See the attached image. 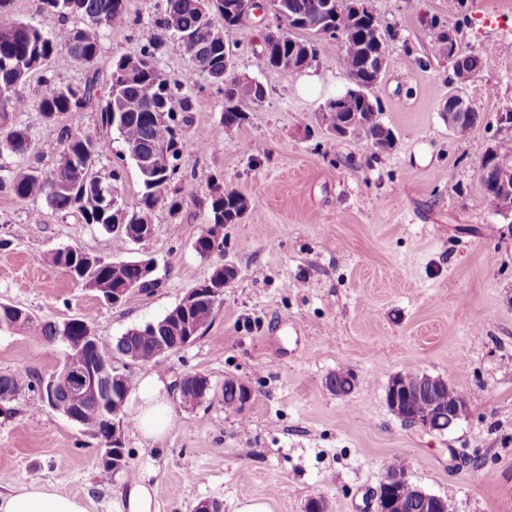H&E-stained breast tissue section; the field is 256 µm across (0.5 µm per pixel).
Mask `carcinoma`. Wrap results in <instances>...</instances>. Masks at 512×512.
I'll return each mask as SVG.
<instances>
[{"instance_id":"obj_1","label":"carcinoma","mask_w":512,"mask_h":512,"mask_svg":"<svg viewBox=\"0 0 512 512\" xmlns=\"http://www.w3.org/2000/svg\"><path fill=\"white\" fill-rule=\"evenodd\" d=\"M37 8L59 18V27L43 32L36 26L16 18L11 10L12 0H0V125L8 133L0 137V192L18 200L42 198L57 213L77 212L87 224H96L107 232L128 242L122 224L153 225V214L160 205L173 212L180 202L170 196L172 180L179 170L180 142L184 128L191 126L192 102L188 94L190 80L204 77L207 83L224 93L233 106L223 115L224 135L233 136L246 119L244 107L259 106L266 98V89L259 83L243 80L224 65V31L240 25L225 17L226 0H162L163 7L155 21L156 32L140 47L136 56L120 55L112 59L107 84H101L96 68L102 39L112 31L129 25L126 0H36ZM336 0H268V7L284 17L283 25L263 37L260 51L254 55L253 65L259 70L279 67L281 53L293 54L294 69L298 70L316 57L315 34L331 38L344 37L341 64L348 78L363 85L371 82L364 69V58L382 54L389 31L379 23L364 22L344 10H336ZM176 39L188 57L190 69L186 78L174 79L159 66L157 56L166 38ZM488 57L473 56L461 66H453L458 82L463 84L478 73ZM84 67L83 81L73 84L65 81V72L73 66ZM40 74L43 90L37 107L43 117L58 125L57 142L61 146L60 159L50 171L40 166L33 156L34 139L28 128L12 122L16 112L28 108V99L21 93L29 77ZM341 121L354 123V137L365 146L387 150L393 146L394 135L381 120L380 101L347 90L341 95ZM88 107L99 110L101 124L115 129L124 144V153L118 162L103 174L97 164L105 151V144L95 135L71 129L60 123L69 112ZM160 147L169 153V162L161 163L148 179L140 180L141 197L131 209L112 206L103 197L101 188H115L119 184L125 161L139 165L141 155ZM490 158L482 164L481 181L485 202L497 214L507 207L508 197L497 189L499 167L512 165V139H503L488 151ZM10 162H4V158ZM211 198L212 227L197 237L194 249L203 258L211 255L216 224H236L248 209V203L236 190L213 186ZM53 263L74 280H88L95 294L112 299V290L130 282L143 292L158 287V280L145 274L139 261L131 260L120 268L113 262L67 247L57 250ZM215 306L204 296L191 304L179 303L162 318L127 330L117 341L102 339L96 347L67 348L65 358L96 366L110 362L114 355H128L132 360L153 362L160 347L159 338L169 348L184 345L185 325L202 331L210 324ZM92 318L75 319L63 326L31 317L19 318L13 307L0 306V331L26 330L38 340L61 343L63 334L76 341L87 334ZM31 393L36 406L48 403L42 389V379L25 380L19 374L0 375V403L14 400L22 390ZM211 391L207 377L188 375L179 384V398L183 405L194 406ZM224 411L240 414L241 397L236 395L234 383L224 382L222 388ZM448 406L463 404L462 395L453 387L436 394L412 398L405 414L411 416L431 402ZM110 397L90 394L70 408L79 424L93 435L107 441L110 438Z\"/></svg>"}]
</instances>
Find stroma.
<instances>
[{
    "mask_svg": "<svg viewBox=\"0 0 512 512\" xmlns=\"http://www.w3.org/2000/svg\"><path fill=\"white\" fill-rule=\"evenodd\" d=\"M158 0H126L131 24L102 41L97 67L137 55L151 34ZM390 31L388 64L374 92L381 120L396 136L380 151L333 135L317 114L350 81L341 42H318L298 71L256 70L266 32L259 17L226 30L235 73L261 82L266 100L246 110L225 137L224 97L192 91V124L172 184L181 208L158 207L153 234L126 244L79 215L51 212L41 200L0 192V303L56 322L89 316L97 336L113 340L164 316L218 264L234 267L208 328L154 363L116 357L132 383L150 374L169 383L170 420L158 440L125 427L130 472L151 471L155 512H191L202 500L235 512L247 498L271 512H304L324 496L329 512H371L384 465L403 459L412 481L447 499L451 512H512V217L486 205L484 154L507 129L512 111V0H367ZM458 32L468 54L487 64L461 87L482 115L474 134L455 135L443 105L458 88L440 55L439 29ZM320 88L309 93L305 79ZM32 131L40 164L56 161V132L37 107L14 113ZM73 129L106 144L109 171L124 145L95 108L69 113ZM248 202L245 217L224 225L223 252L201 258L194 242L210 219L211 185ZM64 247L115 261L150 256L160 286L119 305L56 267ZM60 346L23 331H0V374L49 377ZM357 383L341 396L325 386L337 370ZM409 370L446 378L465 398L467 416L452 431L429 435L405 425L386 404L392 375ZM212 390L186 408L176 387L188 374ZM250 386L242 416L225 412L226 378ZM100 438L28 394L0 404V493L37 480L81 499L87 512H127L130 472L103 476Z\"/></svg>",
    "mask_w": 512,
    "mask_h": 512,
    "instance_id": "35a3bbf8",
    "label": "stroma"
}]
</instances>
